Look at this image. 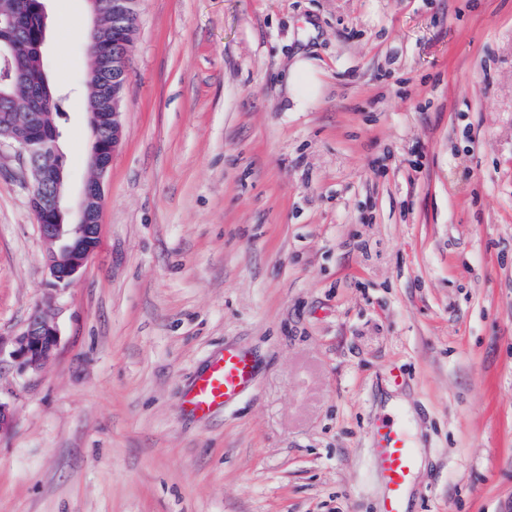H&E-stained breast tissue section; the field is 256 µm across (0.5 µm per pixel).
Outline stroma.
Masks as SVG:
<instances>
[{
    "mask_svg": "<svg viewBox=\"0 0 512 512\" xmlns=\"http://www.w3.org/2000/svg\"><path fill=\"white\" fill-rule=\"evenodd\" d=\"M45 7L75 201L91 15ZM300 58L320 88L297 104ZM124 94L65 289L0 146V512H377L393 397L410 512H512V0H141ZM39 307L58 347L22 371ZM228 344L254 385L195 419L183 393ZM58 342L59 331L50 312L39 307L14 339L9 356L23 370H38L54 356Z\"/></svg>",
    "mask_w": 512,
    "mask_h": 512,
    "instance_id": "stroma-1",
    "label": "stroma"
}]
</instances>
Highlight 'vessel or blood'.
Returning a JSON list of instances; mask_svg holds the SVG:
<instances>
[{"label": "vessel or blood", "mask_w": 512, "mask_h": 512, "mask_svg": "<svg viewBox=\"0 0 512 512\" xmlns=\"http://www.w3.org/2000/svg\"><path fill=\"white\" fill-rule=\"evenodd\" d=\"M256 361L246 349L225 345L186 390L183 406L198 418L211 416L252 385ZM375 465L384 486L378 512H408L410 487L419 457L407 423L395 413L384 415L372 431Z\"/></svg>", "instance_id": "b4317fda"}]
</instances>
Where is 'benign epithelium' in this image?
<instances>
[{
	"label": "benign epithelium",
	"mask_w": 512,
	"mask_h": 512,
	"mask_svg": "<svg viewBox=\"0 0 512 512\" xmlns=\"http://www.w3.org/2000/svg\"><path fill=\"white\" fill-rule=\"evenodd\" d=\"M91 14L105 16L112 25V43L123 46H99L94 54L97 70L103 76L98 89L91 126L112 132V137L97 142L89 159L93 177L84 183L76 208L69 205L67 177L59 149L60 134L38 131L31 120L19 122L11 114L0 115V145L13 146L29 170L34 185L47 193L31 202L41 237L46 245V263L54 286H67L76 279L95 253L100 239L102 179L112 164L119 144L122 125L121 107L127 79L129 53L137 29L138 0H87ZM0 96L23 83L21 71L13 69L4 45L0 43ZM73 222L63 223L66 215ZM59 331L50 312L41 307L30 316L24 331L14 339L10 358L23 370H38L55 353Z\"/></svg>",
	"instance_id": "benign-epithelium-1"
}]
</instances>
